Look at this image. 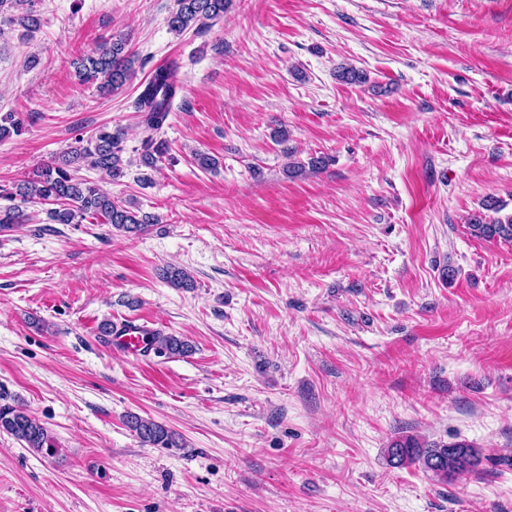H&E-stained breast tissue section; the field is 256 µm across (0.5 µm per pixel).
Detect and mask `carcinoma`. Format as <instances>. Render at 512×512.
<instances>
[{"instance_id":"carcinoma-1","label":"carcinoma","mask_w":512,"mask_h":512,"mask_svg":"<svg viewBox=\"0 0 512 512\" xmlns=\"http://www.w3.org/2000/svg\"><path fill=\"white\" fill-rule=\"evenodd\" d=\"M231 0H175V7L167 18L170 31L180 35L191 27L214 23L224 17ZM41 25V18L32 0H0V34L4 27H19L26 34ZM133 55L124 38L100 45L94 51L73 60L76 76L83 83L96 85L102 95H112L123 89L133 75ZM179 86L175 80L174 66L157 68L143 83L137 98L138 111L143 113L142 123L147 136L141 142L140 164L151 170L156 168L166 152L165 142L155 138L170 112ZM25 120L18 112L0 115V140L23 133ZM124 133L108 126L99 127L86 145L76 148L67 157L39 166L33 177L7 188L0 186V231H7L26 220L21 205L26 203L49 204L46 215L52 224H71L78 217H100L118 232L139 233L157 222V218L133 208L131 203L117 200L95 182L76 176L71 168L85 163L113 178L123 174ZM326 166L323 156L309 158L307 163L291 162L288 175L293 177L309 168L320 170ZM501 210L498 199L489 196L482 202V210L468 219L472 236L485 240L512 241V215L505 219L494 218L489 213ZM148 348L160 355H186L192 346L182 336L161 331L147 338ZM127 427L145 446L160 448L184 447L182 436L165 425L149 418L130 415ZM0 431L25 443L36 453L55 451V439L46 426L30 413L10 405L0 406ZM462 448L470 456L468 466L458 468L455 460L448 458V449ZM387 459L393 467L420 465L444 483L477 470L482 462L479 449L463 442L425 443L414 435H402L387 449Z\"/></svg>"}]
</instances>
